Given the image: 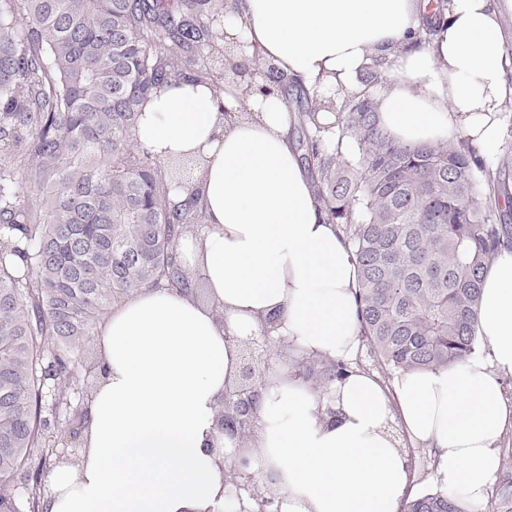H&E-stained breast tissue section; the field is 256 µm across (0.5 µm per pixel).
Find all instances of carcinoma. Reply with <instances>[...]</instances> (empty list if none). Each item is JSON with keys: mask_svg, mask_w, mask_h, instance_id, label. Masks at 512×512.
Wrapping results in <instances>:
<instances>
[{"mask_svg": "<svg viewBox=\"0 0 512 512\" xmlns=\"http://www.w3.org/2000/svg\"><path fill=\"white\" fill-rule=\"evenodd\" d=\"M224 0H0V512H44L42 474L60 432L79 445L92 371L84 347L113 305L146 287L198 291L179 243L203 223L197 192L169 203V170L140 146L142 108L186 75L224 90ZM295 112L296 141L329 222L359 270L362 344L390 374L476 353L486 265L512 249L509 154L487 162L467 139L409 147L387 137L369 88L319 120L321 100L267 67ZM326 390L350 363L294 359ZM263 379L224 428L251 430ZM489 512H512V448ZM401 512H468L425 490Z\"/></svg>", "mask_w": 512, "mask_h": 512, "instance_id": "carcinoma-1", "label": "carcinoma"}]
</instances>
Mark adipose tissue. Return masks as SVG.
<instances>
[{
  "label": "adipose tissue",
  "mask_w": 512,
  "mask_h": 512,
  "mask_svg": "<svg viewBox=\"0 0 512 512\" xmlns=\"http://www.w3.org/2000/svg\"><path fill=\"white\" fill-rule=\"evenodd\" d=\"M429 0H230L223 94L182 79L145 102L138 141L185 160L204 224L179 252L207 300L145 288L97 329L98 382L76 462L47 477V512H221L241 454L276 489L281 512H399L408 495L402 437L433 458L439 490L480 508L512 427V250L483 277L479 347L464 363L399 374L391 387L357 370L330 391L290 369L268 377L248 439L221 430L218 409L241 376L244 342L273 323L297 356L354 360L361 348L358 267L329 223L290 138L280 93L242 97L237 45L300 78L319 97L345 96L380 60L374 97L387 136L411 146L470 138L488 151L512 99L500 26L512 0H447L431 42L413 29Z\"/></svg>",
  "instance_id": "ef3b65f1"
}]
</instances>
